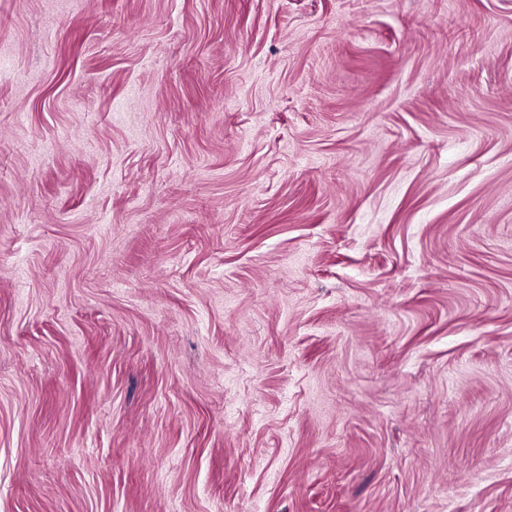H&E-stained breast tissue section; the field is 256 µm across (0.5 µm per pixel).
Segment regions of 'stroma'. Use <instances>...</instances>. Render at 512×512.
Here are the masks:
<instances>
[{"mask_svg": "<svg viewBox=\"0 0 512 512\" xmlns=\"http://www.w3.org/2000/svg\"><path fill=\"white\" fill-rule=\"evenodd\" d=\"M0 512H512V0H0Z\"/></svg>", "mask_w": 512, "mask_h": 512, "instance_id": "1", "label": "stroma"}]
</instances>
